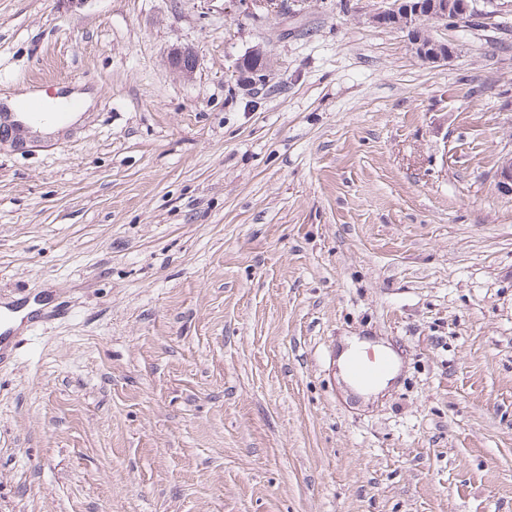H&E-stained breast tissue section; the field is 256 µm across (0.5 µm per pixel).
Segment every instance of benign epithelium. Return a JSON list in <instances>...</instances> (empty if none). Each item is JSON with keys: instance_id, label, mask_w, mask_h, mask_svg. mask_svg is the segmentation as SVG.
<instances>
[{"instance_id": "benign-epithelium-1", "label": "benign epithelium", "mask_w": 512, "mask_h": 512, "mask_svg": "<svg viewBox=\"0 0 512 512\" xmlns=\"http://www.w3.org/2000/svg\"><path fill=\"white\" fill-rule=\"evenodd\" d=\"M229 9L246 7L264 8L271 14H279L288 5V0H228ZM477 12L474 0H430L426 4L417 0H383V6L365 16L367 24L377 28L395 29L406 34L411 49L421 60L439 63L456 53V47L435 39L429 30L432 22L449 28H460L467 24ZM170 66L177 72L189 76L197 66V56L189 47L177 48L170 53ZM495 179L498 187L512 194V152L504 155L497 167Z\"/></svg>"}]
</instances>
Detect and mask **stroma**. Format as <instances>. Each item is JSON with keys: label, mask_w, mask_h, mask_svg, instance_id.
Listing matches in <instances>:
<instances>
[{"label": "stroma", "mask_w": 512, "mask_h": 512, "mask_svg": "<svg viewBox=\"0 0 512 512\" xmlns=\"http://www.w3.org/2000/svg\"><path fill=\"white\" fill-rule=\"evenodd\" d=\"M380 4L0 0V91L95 98L0 145V512H512V0L434 64ZM229 11L233 9L240 10V7L246 6L242 13H249L252 7L264 8L268 13L279 14L284 11L288 5V0H227ZM239 12V13H241ZM170 66L185 76H190L196 69L197 56L192 48L174 49L168 58ZM396 366V360L389 354L381 353L374 356L371 352L367 358L354 355L346 361V373L359 386H369L390 373ZM397 371H392L369 391L378 394L394 380ZM390 382V383H389Z\"/></svg>", "instance_id": "35a3bbf8"}]
</instances>
